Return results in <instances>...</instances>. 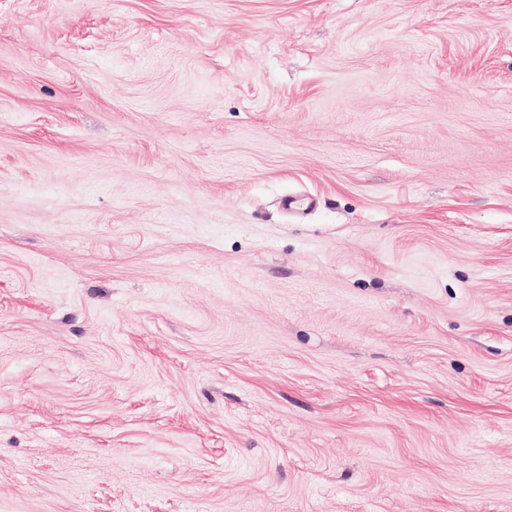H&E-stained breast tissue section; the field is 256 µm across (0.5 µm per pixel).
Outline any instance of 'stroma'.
Wrapping results in <instances>:
<instances>
[{
	"instance_id": "1",
	"label": "stroma",
	"mask_w": 512,
	"mask_h": 512,
	"mask_svg": "<svg viewBox=\"0 0 512 512\" xmlns=\"http://www.w3.org/2000/svg\"><path fill=\"white\" fill-rule=\"evenodd\" d=\"M0 512H512V0H0Z\"/></svg>"
}]
</instances>
